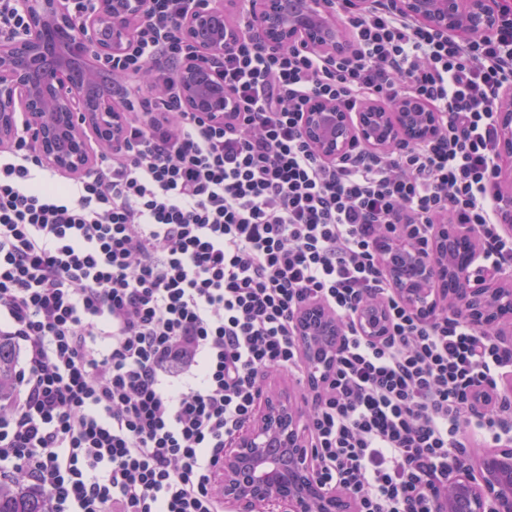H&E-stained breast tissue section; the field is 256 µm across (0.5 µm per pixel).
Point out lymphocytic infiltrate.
Here are the masks:
<instances>
[{
    "label": "lymphocytic infiltrate",
    "instance_id": "1",
    "mask_svg": "<svg viewBox=\"0 0 512 512\" xmlns=\"http://www.w3.org/2000/svg\"><path fill=\"white\" fill-rule=\"evenodd\" d=\"M206 0H145L125 52L99 59L126 95L123 143L70 182L19 135L0 150V335L24 357L0 401V476L51 512H222L212 478L251 422L264 376L304 378L295 318L325 305L343 327L312 397L320 479L357 512H438L474 448L512 438V351L457 317L419 320L393 293L382 236L423 242L470 224L477 272L512 270L502 232L495 107L512 87V0L463 43L392 12L334 0L353 50L266 51L252 18L212 58L182 32ZM208 67L232 98L215 124L186 111L172 71ZM411 95L444 114L433 140L324 161L303 133L317 99L353 112ZM380 301L388 332L355 324ZM486 396L476 407L478 396Z\"/></svg>",
    "mask_w": 512,
    "mask_h": 512
}]
</instances>
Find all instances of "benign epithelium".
Listing matches in <instances>:
<instances>
[{"mask_svg":"<svg viewBox=\"0 0 512 512\" xmlns=\"http://www.w3.org/2000/svg\"><path fill=\"white\" fill-rule=\"evenodd\" d=\"M27 34L0 44V143L19 132V116L35 149L56 170L79 175L93 162L89 137L111 150L125 136V116L116 102L95 98L91 84L98 58L122 54L134 36L142 0H99L86 19L78 50L87 55L80 78L68 62L55 57L49 34L70 28L67 0H35ZM501 0H390L396 13L438 34L462 42L483 38L499 25ZM254 19L265 47L288 45L334 57L351 52V42L332 0H254ZM209 29L197 42L208 55L221 57L237 28L224 18V7L212 3L192 13L184 34ZM203 67L187 59L176 77L187 111L216 123L228 115L229 95L201 82ZM443 113L421 99L405 96L392 107L366 101L346 112L328 101H316L305 113L303 131L327 161L340 159L359 140L383 155L394 147L423 143L442 128ZM496 155L499 189L512 195V89L501 94L496 111ZM478 236L470 224H437L428 242L407 245L388 237L382 243L385 272L400 301L417 316L430 318L448 310L512 348V275L492 272L480 277L472 267L479 254ZM357 326L369 339L386 335L383 305L365 302ZM296 332L306 362L305 385H320L340 344L342 329L321 304L298 312ZM309 411L295 394L275 385L264 389L251 425L225 449L217 492L229 512H356L343 490L325 485L311 457ZM468 493L471 512H512V445L486 452L474 466L460 468L450 482L444 512H457L456 492Z\"/></svg>","mask_w":512,"mask_h":512,"instance_id":"1","label":"benign epithelium"}]
</instances>
